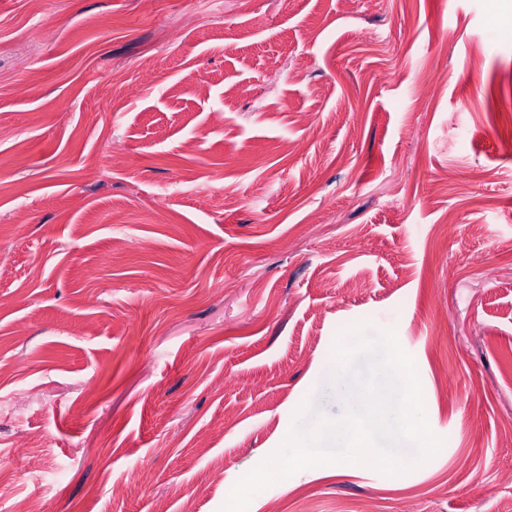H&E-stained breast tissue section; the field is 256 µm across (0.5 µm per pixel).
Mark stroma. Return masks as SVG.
I'll list each match as a JSON object with an SVG mask.
<instances>
[{"mask_svg": "<svg viewBox=\"0 0 512 512\" xmlns=\"http://www.w3.org/2000/svg\"><path fill=\"white\" fill-rule=\"evenodd\" d=\"M0 128V505L220 512L362 324L441 449L248 512H512V0H0Z\"/></svg>", "mask_w": 512, "mask_h": 512, "instance_id": "1", "label": "stroma"}]
</instances>
